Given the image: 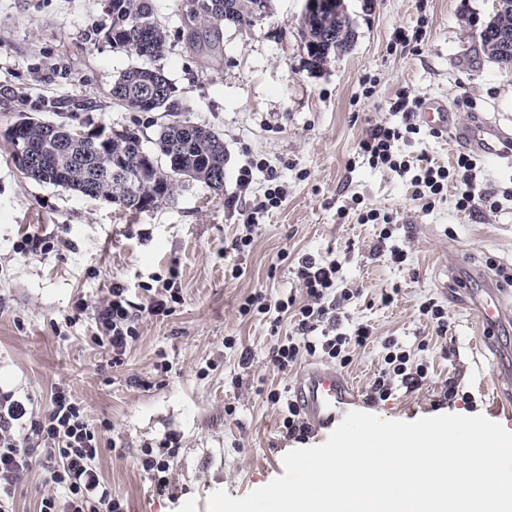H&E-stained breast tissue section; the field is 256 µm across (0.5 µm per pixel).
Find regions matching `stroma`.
I'll return each mask as SVG.
<instances>
[{
	"mask_svg": "<svg viewBox=\"0 0 512 512\" xmlns=\"http://www.w3.org/2000/svg\"><path fill=\"white\" fill-rule=\"evenodd\" d=\"M181 4L152 0L166 32L155 65L182 118L223 136L224 189L187 180L173 203L133 215L27 177L6 136L27 112L85 131L127 128L153 149L164 114L117 106L110 95L115 76L138 59L103 39L107 0H0V395L40 415L52 386L68 385L100 431L95 464L127 512H207L218 489L243 497L283 475V455L298 446L268 393L291 397L301 373L326 361L307 356L278 371L269 350L288 326L274 328L270 314L242 318L238 306L261 290L300 296L294 267L309 253L342 263L351 298L339 332L357 323L373 332L368 345L351 349L344 369L358 385L359 410L405 421L482 414L512 428L492 394L496 381L512 382V319L481 353L470 323L473 295L498 271L512 274V168L478 161L477 178L498 194L499 210L461 211L450 195L426 211L408 181L355 157L366 131L400 122L390 104L403 90L442 98L457 122L480 114L512 130V67L490 60L479 38L495 0H374L368 12L347 0L357 38L319 70L307 65V0H270L254 26L223 27L216 54L188 46ZM402 28L426 37L402 47L395 39ZM252 164L247 205L263 200L269 169L288 193L255 228L249 252L231 264L224 246L239 233L240 217L224 202L238 191L240 168ZM355 195L393 214L405 263L372 255L375 226L338 219ZM28 234L40 239V252H18ZM236 265L244 270L238 278ZM173 269L179 304L170 315L143 316L121 364H113L95 342L91 308L116 282L133 304L145 303L146 285ZM391 290L394 301L383 304ZM430 299L448 315L446 337L419 311ZM81 304L87 313L69 324ZM390 338L428 364L429 374L379 401L372 385ZM451 386L457 395L448 402ZM148 450L169 466L165 491L140 467Z\"/></svg>",
	"mask_w": 512,
	"mask_h": 512,
	"instance_id": "35a3bbf8",
	"label": "stroma"
}]
</instances>
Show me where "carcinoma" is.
Here are the masks:
<instances>
[{"instance_id": "cac0c4a2", "label": "carcinoma", "mask_w": 512, "mask_h": 512, "mask_svg": "<svg viewBox=\"0 0 512 512\" xmlns=\"http://www.w3.org/2000/svg\"><path fill=\"white\" fill-rule=\"evenodd\" d=\"M256 0H194L191 16L213 25L212 33L202 36L196 30L189 34V43L196 48L215 52L219 48L218 25L251 24L257 19ZM112 16L103 38L115 51H124L142 60L137 66L121 71L112 82V98L120 105L140 112H175L171 101V86L164 73L150 63L164 50L166 36L157 23L151 0H109ZM339 26L341 39L331 46L318 42L317 26ZM489 32L512 30V0H502L494 16L487 22ZM356 31L351 18L338 21L336 11L330 9L312 17L305 30V47L309 65L322 68L331 57L352 45ZM484 53L503 64L512 63V44H501L497 39L482 36ZM69 142L70 153L56 152L54 146L44 144L45 134ZM22 140L39 151L40 166L26 175L35 181L93 196L94 192L108 193L116 204L125 206L129 196L142 205L128 208L140 214L175 199L182 178L201 182L213 190L224 187V166L227 154L224 138L216 131L187 119L174 117L159 130L155 151L142 147L139 135L130 129L112 131V137L103 138L96 131L79 135L67 124L55 123L39 116L23 130Z\"/></svg>"}]
</instances>
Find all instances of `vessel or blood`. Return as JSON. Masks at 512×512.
<instances>
[{
    "instance_id": "vessel-or-blood-1",
    "label": "vessel or blood",
    "mask_w": 512,
    "mask_h": 512,
    "mask_svg": "<svg viewBox=\"0 0 512 512\" xmlns=\"http://www.w3.org/2000/svg\"><path fill=\"white\" fill-rule=\"evenodd\" d=\"M419 119L429 130L450 134L472 154L512 160V134L481 119L465 125L457 124L442 99L424 101L420 106ZM511 313L497 288L490 285L483 288L472 309L481 341H488L499 323ZM294 394L303 406L307 423L314 428H325L357 403L359 390L347 376L336 370L314 367L300 377Z\"/></svg>"
}]
</instances>
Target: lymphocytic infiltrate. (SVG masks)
<instances>
[{
	"mask_svg": "<svg viewBox=\"0 0 512 512\" xmlns=\"http://www.w3.org/2000/svg\"><path fill=\"white\" fill-rule=\"evenodd\" d=\"M393 109L401 113L397 125H376L369 129L357 145V154L374 167H385L399 177L408 179L413 197L423 209H433L436 202L456 188L459 210L482 208L496 211L499 202L492 193L478 189L477 163L472 156L459 155L455 165L445 167L432 161H413L400 154L399 143L418 138L421 128L409 106L407 93H400ZM269 186L264 200L252 210L243 212V231L230 243L237 254L251 246L252 229L269 209L279 207L286 198V189L275 171H268ZM341 264L337 259L318 258L310 254L297 260L296 278L306 295L305 301L295 297L271 299L264 293L245 298L239 307L241 316L277 313L294 322V335L284 337L270 350V361L284 371L306 355L321 354L339 365L349 361L350 345H363L370 338L368 326L357 325L352 334L318 336L321 323L338 321L344 297L338 294ZM175 279L162 282L149 304L133 305L124 285H113L109 298L94 309L99 330L96 343L111 354L113 363H121L131 342L137 336V324L143 314L165 315L171 304L179 303ZM384 367L373 383V393L387 400L395 385H418L428 375L426 364H412L410 354L395 340L385 341ZM51 407L43 417L29 416L25 405L9 397H0V512H14L12 488L20 483L32 466L36 442L46 446L41 469L55 495L43 498L39 512H124L120 500L113 498L110 488L97 470L94 461L101 452L98 434L85 419L80 407L64 384L51 390Z\"/></svg>",
	"mask_w": 512,
	"mask_h": 512,
	"instance_id": "obj_1",
	"label": "lymphocytic infiltrate"
}]
</instances>
